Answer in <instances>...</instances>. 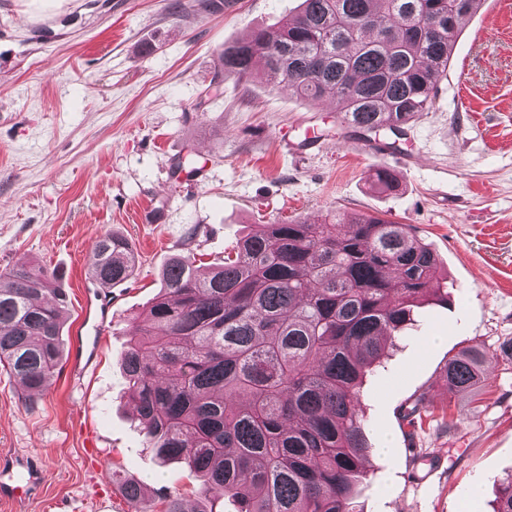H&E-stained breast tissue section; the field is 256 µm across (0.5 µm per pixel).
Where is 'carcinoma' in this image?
I'll list each match as a JSON object with an SVG mask.
<instances>
[{
    "label": "carcinoma",
    "instance_id": "obj_1",
    "mask_svg": "<svg viewBox=\"0 0 512 512\" xmlns=\"http://www.w3.org/2000/svg\"><path fill=\"white\" fill-rule=\"evenodd\" d=\"M481 0H302L275 30L224 46V76L266 81L300 98L336 99L361 135L401 131L433 104L448 74L460 20ZM373 184L395 192L388 168ZM136 267L128 240L106 232L88 270L102 287ZM438 260L410 224L378 215L328 214L319 222L256 224L234 253L202 273L173 256L162 287L130 332L122 356L131 400L156 456L179 460L224 492L237 512H360L353 486L367 449L356 411L387 339L414 322L424 299L444 293ZM66 291L30 262L0 271V365L29 393L64 356ZM489 354L469 345L448 358L451 395L486 381ZM426 395L404 408L408 436ZM133 512H188L166 492L144 506L137 481L122 485ZM494 512H512V476Z\"/></svg>",
    "mask_w": 512,
    "mask_h": 512
}]
</instances>
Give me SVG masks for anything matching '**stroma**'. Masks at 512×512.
I'll return each instance as SVG.
<instances>
[{
    "instance_id": "35a3bbf8",
    "label": "stroma",
    "mask_w": 512,
    "mask_h": 512,
    "mask_svg": "<svg viewBox=\"0 0 512 512\" xmlns=\"http://www.w3.org/2000/svg\"><path fill=\"white\" fill-rule=\"evenodd\" d=\"M200 2L0 0V271L32 259L68 294L64 358L45 389L27 397L0 367V459L33 452L45 470L35 498L0 501V512H128L127 480L150 504L170 490L190 512H232L148 448L121 364L128 332L172 255L206 267L250 225L336 210L412 225L448 278L447 301L418 307L362 385L361 512H492L512 473V9L483 0L432 107L387 147L355 135L326 99L233 75L215 94L224 46L275 28L301 0ZM380 167L398 192L371 187ZM138 209L147 220H134ZM107 232L128 239L137 267L94 330L90 247ZM472 344L490 353L488 379L449 397L442 370ZM81 347L95 358L76 384ZM422 394L428 411L412 438L400 410ZM414 447L429 463L411 464Z\"/></svg>"
}]
</instances>
